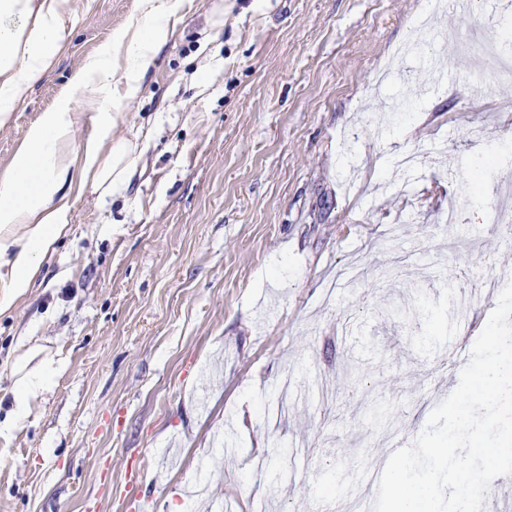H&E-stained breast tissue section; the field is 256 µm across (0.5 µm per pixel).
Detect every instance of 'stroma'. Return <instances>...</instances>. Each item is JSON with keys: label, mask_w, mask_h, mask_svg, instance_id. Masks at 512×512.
Instances as JSON below:
<instances>
[{"label": "stroma", "mask_w": 512, "mask_h": 512, "mask_svg": "<svg viewBox=\"0 0 512 512\" xmlns=\"http://www.w3.org/2000/svg\"><path fill=\"white\" fill-rule=\"evenodd\" d=\"M57 67L0 129V178L136 0H73ZM116 133L146 139L120 195L70 192L72 224L0 314V421L38 337L58 363L0 437V512H358L386 443L456 388L453 324L484 329L512 268V81L464 43L512 0H186ZM447 78L419 96L429 59ZM428 308L411 334L391 308ZM384 402L391 426L362 407ZM263 455V471L250 468Z\"/></svg>", "instance_id": "stroma-1"}]
</instances>
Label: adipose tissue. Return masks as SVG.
<instances>
[{
	"instance_id": "ef3b65f1",
	"label": "adipose tissue",
	"mask_w": 512,
	"mask_h": 512,
	"mask_svg": "<svg viewBox=\"0 0 512 512\" xmlns=\"http://www.w3.org/2000/svg\"><path fill=\"white\" fill-rule=\"evenodd\" d=\"M183 0H137L133 21L113 31L70 80L93 110L95 130L79 154H71L76 131L68 104L42 113L15 155L10 176L0 180V312L13 307L40 274V262L71 224L59 192L71 169L102 196L126 189L141 153L138 139L115 134L114 109L133 102L160 49L176 31ZM77 23L73 0H0V129L54 70L66 34ZM112 112H104V103ZM53 359L20 371L11 390L13 416L0 422V436L22 423L29 402L48 389Z\"/></svg>"
}]
</instances>
